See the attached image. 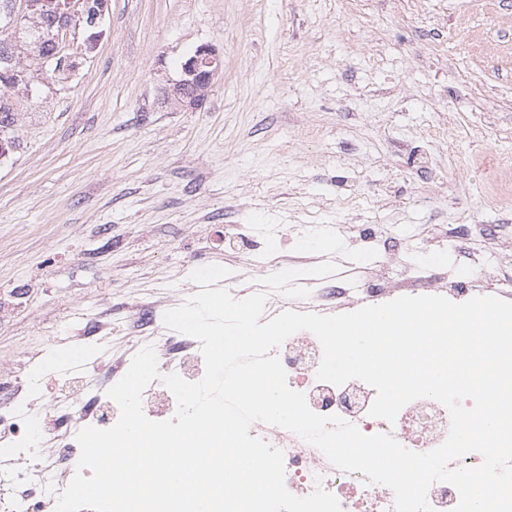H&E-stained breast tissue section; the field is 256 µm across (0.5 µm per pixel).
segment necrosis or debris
I'll list each match as a JSON object with an SVG mask.
<instances>
[{"mask_svg": "<svg viewBox=\"0 0 512 512\" xmlns=\"http://www.w3.org/2000/svg\"><path fill=\"white\" fill-rule=\"evenodd\" d=\"M369 239L382 247L387 264L367 268L352 280L331 278L301 299L269 292L262 322L287 310L341 314L401 296L441 295L460 303L500 293L491 276L465 283L451 270L423 272L404 264V247L385 228L371 230ZM392 265L400 266L399 277L389 276ZM184 300V295L177 293L142 303V315L121 338L114 336L108 312L88 316L65 335L55 337V344L92 353L95 361L90 366L73 363L61 369L57 389L46 407L37 405L42 348H28L19 356L15 365L20 376L8 399L0 400V512H49L56 505L59 493L75 474L78 431L86 426L106 429L117 422L119 409L107 391L126 374L143 348H154L161 377L176 373L193 382L203 377L205 362L199 342L163 323L164 312ZM276 354L286 370L289 387L305 394L310 409L317 414L340 416L367 435H392L418 453L435 449L448 436L449 412L433 400L407 404L391 424L371 416L376 391L365 382L352 379L335 386L319 381L316 374L322 349L310 332L292 335ZM161 377L142 395L144 413L156 421L169 419L176 411L175 398ZM250 434L283 451L286 485L294 495L307 496L319 485L337 499L342 512H395L391 489L367 482L362 473L337 469L318 448L296 434L261 422L251 426Z\"/></svg>", "mask_w": 512, "mask_h": 512, "instance_id": "1", "label": "necrosis or debris"}]
</instances>
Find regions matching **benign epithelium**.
Instances as JSON below:
<instances>
[{
  "instance_id": "1",
  "label": "benign epithelium",
  "mask_w": 512,
  "mask_h": 512,
  "mask_svg": "<svg viewBox=\"0 0 512 512\" xmlns=\"http://www.w3.org/2000/svg\"><path fill=\"white\" fill-rule=\"evenodd\" d=\"M48 0H17L15 10L26 19L45 27L43 39L53 43L69 36L72 18L79 14L80 3L70 2L68 10L56 11L52 23H46ZM221 67V59L208 45L198 47L183 65L182 78L164 90V101L181 106L199 108L205 101L214 77Z\"/></svg>"
}]
</instances>
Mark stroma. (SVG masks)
Instances as JSON below:
<instances>
[{"mask_svg": "<svg viewBox=\"0 0 512 512\" xmlns=\"http://www.w3.org/2000/svg\"><path fill=\"white\" fill-rule=\"evenodd\" d=\"M69 36L74 69L0 87V356L48 327L150 292L191 296L196 268H234L224 227L284 224L268 249L318 234L338 268L383 264L342 224H381L412 258L447 256L434 224H480L487 273L512 261V0H107ZM223 66L205 103L162 92L198 46Z\"/></svg>", "mask_w": 512, "mask_h": 512, "instance_id": "obj_1", "label": "stroma"}]
</instances>
